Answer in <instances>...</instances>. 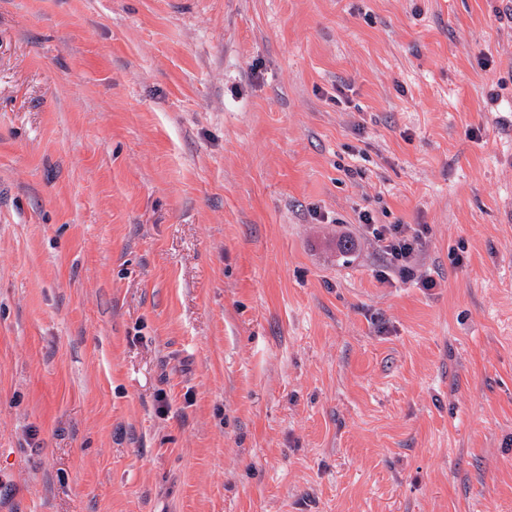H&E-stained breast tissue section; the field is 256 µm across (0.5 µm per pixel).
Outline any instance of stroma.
<instances>
[{"label": "stroma", "mask_w": 512, "mask_h": 512, "mask_svg": "<svg viewBox=\"0 0 512 512\" xmlns=\"http://www.w3.org/2000/svg\"><path fill=\"white\" fill-rule=\"evenodd\" d=\"M0 512H512V0H0ZM364 224L374 226L369 217H364ZM372 234L382 243L381 249L386 261L393 266L405 267L411 262L420 245L419 235L406 234L404 224L372 227Z\"/></svg>", "instance_id": "stroma-1"}]
</instances>
